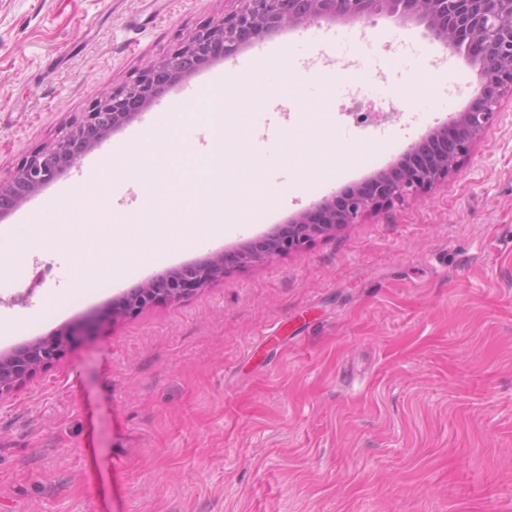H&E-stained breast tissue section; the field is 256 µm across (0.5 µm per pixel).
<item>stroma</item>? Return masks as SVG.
Here are the masks:
<instances>
[{"mask_svg": "<svg viewBox=\"0 0 512 512\" xmlns=\"http://www.w3.org/2000/svg\"><path fill=\"white\" fill-rule=\"evenodd\" d=\"M236 0H0V177L49 144L96 95L219 22ZM319 21L253 39L251 67L217 59L188 76L252 77L285 54L332 53L334 97L312 164L340 134L361 155L295 190L284 152L295 112L252 114L256 159L281 190L259 223L106 287L74 288L72 253L49 250L0 274V351L109 310L133 286L215 253L400 163L467 109L449 97L473 75L447 68L424 25L380 14L356 38ZM364 66L389 96L359 91ZM172 86L152 106L182 101ZM151 112L109 135L9 214L0 239L20 248L30 218L83 186L104 151L152 127ZM0 512H512V93L448 176L303 248L252 264L177 301L107 322L99 336L0 400Z\"/></svg>", "mask_w": 512, "mask_h": 512, "instance_id": "1", "label": "stroma"}]
</instances>
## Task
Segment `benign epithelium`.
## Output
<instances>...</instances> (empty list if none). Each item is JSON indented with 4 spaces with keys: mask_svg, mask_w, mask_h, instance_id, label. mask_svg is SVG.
Wrapping results in <instances>:
<instances>
[{
    "mask_svg": "<svg viewBox=\"0 0 512 512\" xmlns=\"http://www.w3.org/2000/svg\"><path fill=\"white\" fill-rule=\"evenodd\" d=\"M240 8L217 24L193 32L167 57L146 64L123 89L104 93L89 110L59 130L49 145L21 159L9 178L0 179V215L17 208L75 166L89 150L152 105L177 80L189 76L197 64L215 56L227 58L249 41L321 20L360 21L389 12L402 21L427 27L447 49L462 45L475 62L479 84L474 105L442 126L432 141L437 148H421L425 159L411 168L379 175L371 188L347 191L341 208L326 199L289 223L299 237L282 242L272 229L260 240L244 245L237 258L244 264L295 250L311 239L354 224L367 212L403 200L448 176L457 160L494 121L500 98L512 92V0H237ZM224 275V254L216 253L198 263H188L128 289L124 306L140 311L161 298L178 300ZM120 314H106L69 325L49 336L25 341L0 352V400L51 367L82 337L96 335L102 321Z\"/></svg>",
    "mask_w": 512,
    "mask_h": 512,
    "instance_id": "1",
    "label": "benign epithelium"
}]
</instances>
